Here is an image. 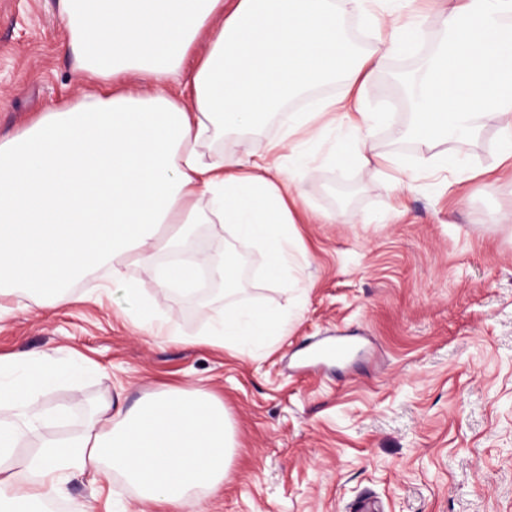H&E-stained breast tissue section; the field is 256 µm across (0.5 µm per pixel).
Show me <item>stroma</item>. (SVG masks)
I'll return each instance as SVG.
<instances>
[{
	"instance_id": "1",
	"label": "stroma",
	"mask_w": 512,
	"mask_h": 512,
	"mask_svg": "<svg viewBox=\"0 0 512 512\" xmlns=\"http://www.w3.org/2000/svg\"><path fill=\"white\" fill-rule=\"evenodd\" d=\"M425 41L385 57L364 91L389 121L370 132L375 152L414 158L399 139L410 122L397 79L438 41L424 9ZM56 0H0V135L24 129L73 98L75 77ZM501 130L486 120L459 152L476 175L417 180L392 192L386 175L327 152L296 207L303 243L290 289L264 275L263 251L225 225L199 224L178 252L244 258L241 303L287 311L286 335L249 355L196 342L222 309L198 294L159 291L135 258L126 280L171 317L172 342L137 328L120 285L75 283L62 310L8 296L0 357L35 353L82 361L76 383L45 388L41 437L81 431L101 401L133 405L165 387L203 388L223 399L241 450L207 512H349L364 495L377 512H512V168L499 166ZM354 335L360 354L309 368L307 347ZM68 499L98 512H140L120 477L70 482Z\"/></svg>"
}]
</instances>
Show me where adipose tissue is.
<instances>
[{"label": "adipose tissue", "instance_id": "ef3b65f1", "mask_svg": "<svg viewBox=\"0 0 512 512\" xmlns=\"http://www.w3.org/2000/svg\"><path fill=\"white\" fill-rule=\"evenodd\" d=\"M413 2L57 0L79 96L0 137V296L20 288L58 310L86 274L123 280L133 255L162 291H193L203 267L220 274L231 303L202 342L242 355L284 335L287 314L235 304L234 261L200 254L158 265L161 230L180 239L194 224H227L264 250L269 280L290 283L299 247L292 208L320 150L298 133L325 113H340L350 160L399 169L411 182L425 169L460 168L459 151L438 146L474 137L481 118L500 125V160L512 163V0H428L442 36L403 79L421 152L411 161L370 154L367 135L383 116L366 110L363 91L386 55L421 43L420 23L403 17ZM354 15L375 30L390 25L388 41L358 43L347 23ZM199 43L204 52L184 71ZM333 79L345 84L341 97L289 109L292 97ZM273 114L279 137L249 146L244 132ZM217 137L225 149L205 155ZM125 292L138 328L179 339L137 288ZM72 373L30 353L0 358V512H44L70 480L111 475L151 512H206L199 493L229 480L238 445L223 400L202 389H161L128 408L103 402L79 434L43 440L15 461L44 425L42 389Z\"/></svg>", "mask_w": 512, "mask_h": 512}]
</instances>
